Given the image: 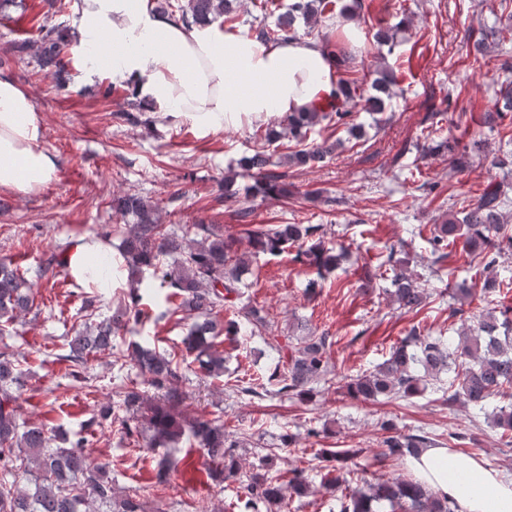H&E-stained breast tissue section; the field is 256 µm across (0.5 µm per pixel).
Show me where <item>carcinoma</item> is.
Segmentation results:
<instances>
[{
  "label": "carcinoma",
  "instance_id": "cac0c4a2",
  "mask_svg": "<svg viewBox=\"0 0 512 512\" xmlns=\"http://www.w3.org/2000/svg\"><path fill=\"white\" fill-rule=\"evenodd\" d=\"M336 0H292L288 10L277 22L259 25L256 39L263 43H277L288 36L296 20L316 24L320 18H332ZM156 11L169 14L190 25H207L217 20L232 31L240 18V0H158ZM512 33L506 26L500 30H474L475 44L487 45L488 39L501 40L503 33ZM63 35L57 27L41 28L37 39L16 41L11 46L13 55L34 57L41 69L60 66ZM335 101L327 108L313 107L307 112H289L282 130H268L264 139L272 144L282 139L305 140L313 127L324 120L357 130L358 113L346 102L359 99L362 109L381 114L385 109L382 97L352 86L342 79L334 91ZM337 149V144L323 142L309 149H299L285 155L294 165L321 164ZM425 151H445L455 162H462L465 150L456 138L435 140L425 138ZM272 165L266 150H258L243 158L241 168L255 177V189L262 195H284L288 187L285 174L269 169ZM505 204L500 187L486 186L476 202L462 218L451 217L445 224H437L431 232L433 263L448 257L451 244L462 242V249L471 260L484 263L482 281L484 298L496 296L509 288L510 281L499 280L493 274L503 254L512 252V235L505 233ZM112 207L122 217L130 218L131 229L123 241V256L130 279L133 306L116 312L98 323H86L68 340L69 353L64 359L76 368L84 367L92 358H112V365L123 370L131 361L159 395L148 398L140 383L129 376L120 380L113 393L114 401L100 407L97 423H114L116 410L125 409L130 417L118 420L127 440L139 451L136 462L150 463L155 485H166L173 473H185L189 463L185 459L172 460L162 452L183 437L197 445L209 458V475L220 481L237 475L240 460L232 453L234 444H225L224 420L203 416L189 418L183 414L185 393L181 388V363L171 355L131 345V353L114 352L112 336L149 318L141 307L146 290L139 287L141 270L152 269L160 284L169 288L166 294L167 312L193 319L183 339L185 350L194 356L200 373L207 377L224 375V352L220 337L231 338L239 332V319H244L251 334L267 335L272 340L273 325L257 310H238L237 318L220 322L214 310L222 309L231 297L240 295L241 271L249 267L250 257L256 254L279 255L292 245L300 247L299 260L323 274L336 267L335 247L323 241L321 224L251 225L253 210L249 206L237 212L245 230L251 251L241 252L237 240L226 238L217 224H197V233L203 238L187 239V235L161 222L157 206L135 194H125L112 200ZM392 248L380 255L376 265L378 276L390 281L391 295L398 308L417 311L425 298L420 288L406 274L404 261L396 257ZM33 285L19 266L0 262V336L16 333L15 325L21 315L35 305ZM333 337L326 333L309 334L287 347L276 346L278 362L265 380L248 378L240 390L254 398L308 395L313 385L329 384L332 379L330 350ZM452 374L448 380V404H460L474 410L475 415L486 413V405L493 397L494 426L512 446V306H501L481 315L474 326H463L455 342H444L414 326L395 343L388 357L371 371L350 376L346 382L348 393L357 400L377 402L379 398H408L421 393L429 381L439 380V374ZM23 371L15 352L7 343L0 348V512H144L142 503L131 497H120L112 488L106 465L94 464L85 451V441H71L44 424L19 430L18 410ZM383 432L380 456L402 464L418 457L430 447L432 438L421 430L404 432L391 420L379 422ZM148 436H142V432ZM145 444H140L139 437ZM364 452L362 448L320 450L330 462H336V475L328 478V486L340 493L339 512H376L385 505L389 512H454L448 497L431 491L415 475L374 482L349 462ZM245 512H280L284 500L279 477L254 472L248 483L240 486ZM293 495L307 494L308 481L303 470L296 469L288 480Z\"/></svg>",
  "mask_w": 512,
  "mask_h": 512
}]
</instances>
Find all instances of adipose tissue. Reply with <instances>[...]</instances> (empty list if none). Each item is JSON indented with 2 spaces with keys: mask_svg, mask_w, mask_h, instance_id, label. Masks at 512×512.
Listing matches in <instances>:
<instances>
[{
  "mask_svg": "<svg viewBox=\"0 0 512 512\" xmlns=\"http://www.w3.org/2000/svg\"><path fill=\"white\" fill-rule=\"evenodd\" d=\"M74 54L87 78L107 75L129 87L162 119L184 118L215 134L249 119L303 112L336 87L340 56L312 39L262 44L217 25L186 28L155 11L151 0H72ZM45 126L30 94L0 78V190L38 192L57 176ZM70 272L86 287L112 285V247L81 238L68 251ZM482 488L471 493L448 467V451L430 447L411 467L458 512H512V478L468 458L463 462Z\"/></svg>",
  "mask_w": 512,
  "mask_h": 512,
  "instance_id": "1",
  "label": "adipose tissue"
}]
</instances>
